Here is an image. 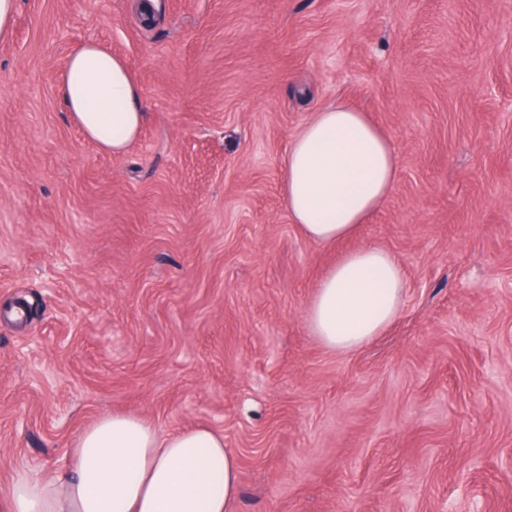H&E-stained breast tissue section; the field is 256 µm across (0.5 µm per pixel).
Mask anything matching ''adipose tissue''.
I'll return each instance as SVG.
<instances>
[{
  "label": "adipose tissue",
  "mask_w": 512,
  "mask_h": 512,
  "mask_svg": "<svg viewBox=\"0 0 512 512\" xmlns=\"http://www.w3.org/2000/svg\"><path fill=\"white\" fill-rule=\"evenodd\" d=\"M65 111L101 150L120 155L137 140L146 114L125 60L95 42L70 51L59 73ZM390 140L366 113L344 102L315 112L292 137L283 179L288 213L320 243L355 234L397 178ZM407 284L389 252L362 246L320 281L306 311L332 351L360 348L383 333ZM64 471L20 472L0 494V512H232L239 460L224 436L206 427L160 436L142 417L115 413L86 426Z\"/></svg>",
  "instance_id": "adipose-tissue-1"
}]
</instances>
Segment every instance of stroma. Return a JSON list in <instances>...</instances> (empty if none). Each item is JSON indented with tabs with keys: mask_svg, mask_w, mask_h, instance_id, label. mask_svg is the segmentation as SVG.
I'll return each instance as SVG.
<instances>
[{
	"mask_svg": "<svg viewBox=\"0 0 512 512\" xmlns=\"http://www.w3.org/2000/svg\"><path fill=\"white\" fill-rule=\"evenodd\" d=\"M96 41L147 121L126 154L64 112ZM366 112L396 184L357 233L288 215V143ZM393 255V324L346 352L306 309L347 252ZM207 426L234 512H512V0H16L0 41V490L98 416Z\"/></svg>",
	"mask_w": 512,
	"mask_h": 512,
	"instance_id": "1",
	"label": "stroma"
}]
</instances>
